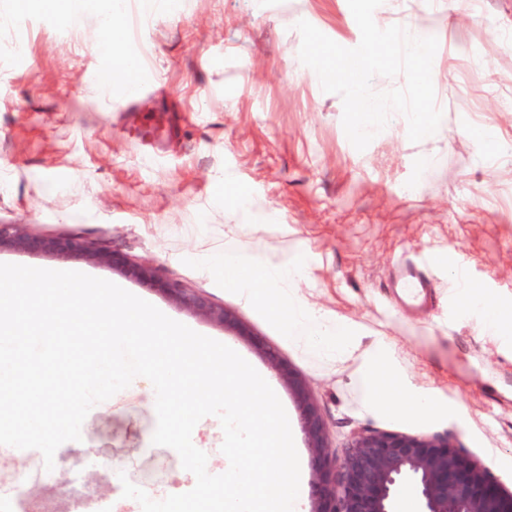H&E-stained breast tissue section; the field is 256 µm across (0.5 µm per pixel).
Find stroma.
<instances>
[{
    "label": "stroma",
    "mask_w": 512,
    "mask_h": 512,
    "mask_svg": "<svg viewBox=\"0 0 512 512\" xmlns=\"http://www.w3.org/2000/svg\"><path fill=\"white\" fill-rule=\"evenodd\" d=\"M11 3L0 0V224L84 235L234 312L250 336L112 268L68 263L232 345L292 411L255 344L277 348L317 398L336 452L362 429L447 436L512 491V322L489 331L481 306L460 300L456 278L465 268L472 293L512 311V0H462L454 11L448 0H383L378 27L437 38L432 80L443 118L414 143L406 118L391 114L362 151L345 134L341 96L323 92L301 63L295 28L304 19L356 47L347 0H131L138 31L125 52L151 79L136 97L81 79L112 66L92 48L105 34L99 14L71 20ZM144 113L161 128L150 143L139 135ZM476 127L485 140L472 137ZM227 251L299 257L309 303L353 324L362 347L386 337L401 378L434 389L440 408L419 419L361 413L360 355L282 346L265 318L204 271L203 260ZM435 254L444 264H431ZM407 264L431 284L418 308L401 306L389 287ZM156 424L154 388L138 378L90 410L81 441L57 449L74 483L42 481L39 451L0 449V473L30 476L18 512H100L107 503L136 512L122 495L126 479L161 497L190 491L195 477L178 454L153 444ZM223 439L214 416L192 432L214 475L224 471Z\"/></svg>",
    "instance_id": "stroma-1"
}]
</instances>
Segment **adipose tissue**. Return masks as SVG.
<instances>
[{
    "label": "adipose tissue",
    "instance_id": "1",
    "mask_svg": "<svg viewBox=\"0 0 512 512\" xmlns=\"http://www.w3.org/2000/svg\"><path fill=\"white\" fill-rule=\"evenodd\" d=\"M224 280L225 292L256 310L279 332L283 344H301L329 357L353 353L360 345L352 326L312 306L297 291L308 270L297 258L268 263L228 253L214 266ZM367 391L365 412H389L400 417H421L435 408L433 391L403 383L393 362L390 344L377 339L365 353Z\"/></svg>",
    "mask_w": 512,
    "mask_h": 512
}]
</instances>
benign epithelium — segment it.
Here are the masks:
<instances>
[{"label": "benign epithelium", "instance_id": "obj_1", "mask_svg": "<svg viewBox=\"0 0 512 512\" xmlns=\"http://www.w3.org/2000/svg\"><path fill=\"white\" fill-rule=\"evenodd\" d=\"M2 250L79 257L112 266L200 319L244 335L235 318L206 295L164 279L148 262H128L83 238L44 237L30 232L25 224H0ZM260 351L296 402L311 466L309 512H400V492L405 488L413 492L417 512H512V493L501 491L487 469L447 437L359 430L352 434L342 457H336L308 388L282 364L276 350L263 345Z\"/></svg>", "mask_w": 512, "mask_h": 512}]
</instances>
